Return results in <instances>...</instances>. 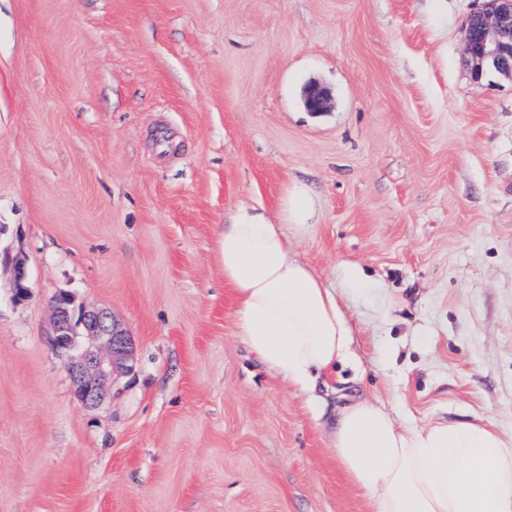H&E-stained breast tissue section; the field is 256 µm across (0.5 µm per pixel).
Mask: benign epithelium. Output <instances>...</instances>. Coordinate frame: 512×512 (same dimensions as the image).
Instances as JSON below:
<instances>
[{
    "label": "benign epithelium",
    "instance_id": "1",
    "mask_svg": "<svg viewBox=\"0 0 512 512\" xmlns=\"http://www.w3.org/2000/svg\"><path fill=\"white\" fill-rule=\"evenodd\" d=\"M463 64L473 81L489 71L512 74V0H484L483 7L468 16L465 24ZM305 111L320 114L331 108L332 97L317 82L302 90ZM25 264H14L15 295H26ZM51 341L67 357V370L75 395L88 407H98L110 394L114 377L133 371V340L127 328L105 308L82 311L74 316L72 297L60 291L51 301Z\"/></svg>",
    "mask_w": 512,
    "mask_h": 512
}]
</instances>
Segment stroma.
<instances>
[{
  "instance_id": "obj_1",
  "label": "stroma",
  "mask_w": 512,
  "mask_h": 512,
  "mask_svg": "<svg viewBox=\"0 0 512 512\" xmlns=\"http://www.w3.org/2000/svg\"><path fill=\"white\" fill-rule=\"evenodd\" d=\"M481 5L0 0V512H372L333 452L349 402L512 431V77L461 62ZM312 79L332 111L303 109ZM297 186L290 253L353 330L319 417L238 336L217 256ZM59 291L134 339L96 408ZM313 212V205L308 194L303 189H296L287 203V214L294 223L293 225L307 224L303 223L308 220Z\"/></svg>"
}]
</instances>
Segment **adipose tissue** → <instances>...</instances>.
Listing matches in <instances>:
<instances>
[{"mask_svg": "<svg viewBox=\"0 0 512 512\" xmlns=\"http://www.w3.org/2000/svg\"><path fill=\"white\" fill-rule=\"evenodd\" d=\"M236 327L256 358L309 398L345 359L352 328L335 292L289 253L286 227L241 211L218 238ZM336 460L374 512H512V433L491 421L398 423L363 398L340 411Z\"/></svg>", "mask_w": 512, "mask_h": 512, "instance_id": "1", "label": "adipose tissue"}]
</instances>
